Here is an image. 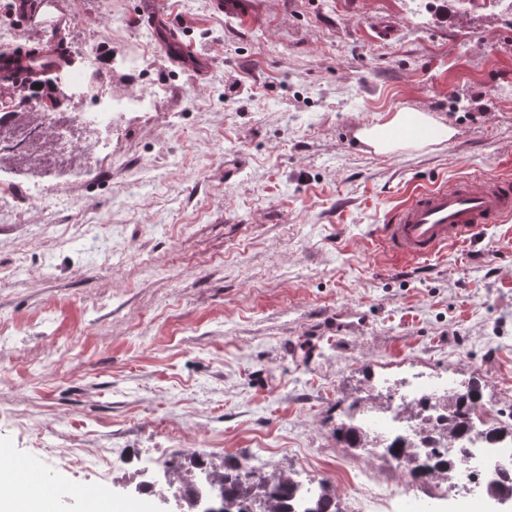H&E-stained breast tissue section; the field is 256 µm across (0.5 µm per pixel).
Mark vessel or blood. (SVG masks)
Returning a JSON list of instances; mask_svg holds the SVG:
<instances>
[{"label": "vessel or blood", "mask_w": 512, "mask_h": 512, "mask_svg": "<svg viewBox=\"0 0 512 512\" xmlns=\"http://www.w3.org/2000/svg\"><path fill=\"white\" fill-rule=\"evenodd\" d=\"M160 50L182 67L191 68L203 55L194 45L165 39ZM512 214V177L476 178L449 187L432 186L413 191L397 205L389 223L379 225L376 236L403 258L425 259L441 248L473 241L481 229ZM21 496L27 512H44L63 490L48 479L43 468L26 466ZM88 512H140L136 501L113 504L110 497L91 489L77 490Z\"/></svg>", "instance_id": "vessel-or-blood-1"}]
</instances>
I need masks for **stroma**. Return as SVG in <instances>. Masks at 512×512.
<instances>
[{
    "instance_id": "35a3bbf8",
    "label": "stroma",
    "mask_w": 512,
    "mask_h": 512,
    "mask_svg": "<svg viewBox=\"0 0 512 512\" xmlns=\"http://www.w3.org/2000/svg\"><path fill=\"white\" fill-rule=\"evenodd\" d=\"M53 2L46 24L11 16L15 44L60 19L70 45L141 53L145 69L63 79L68 127L0 164L1 181L38 191L0 213V320L15 334L0 350V455L49 465L67 491L56 512H85L86 474L60 453L97 448L116 500L199 454L326 480L336 512L421 503L428 488L379 472L390 494L363 499L384 442L338 443L337 402L451 375L512 414V219L423 260L375 237L418 184L512 175L505 0H248L243 19L164 0L206 55L200 72L164 56L141 0ZM149 88L151 113L111 131L73 120ZM400 109L454 134L392 155L358 142ZM437 494L438 512L486 510L465 478Z\"/></svg>"
}]
</instances>
